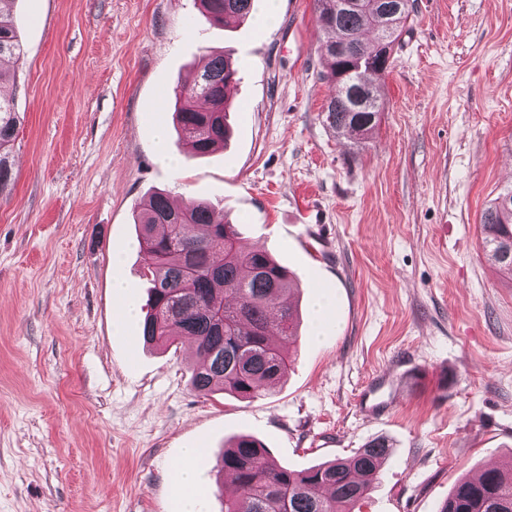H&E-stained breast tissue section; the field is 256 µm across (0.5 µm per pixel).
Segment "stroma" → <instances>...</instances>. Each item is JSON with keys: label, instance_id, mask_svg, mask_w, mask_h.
I'll list each match as a JSON object with an SVG mask.
<instances>
[{"label": "stroma", "instance_id": "1", "mask_svg": "<svg viewBox=\"0 0 512 512\" xmlns=\"http://www.w3.org/2000/svg\"><path fill=\"white\" fill-rule=\"evenodd\" d=\"M412 6L357 146L325 119L314 0L227 28L195 0H9L24 56L5 86L20 125L0 192V512H175L195 444L191 492L220 512L217 463L242 434L295 469L388 440L361 512H439L460 478L512 463V274L480 228L512 186V0ZM220 52L240 72L231 134L189 157L174 89ZM159 125L179 168L157 158ZM159 190L210 203L299 282L293 363L256 398L193 391L192 342L154 348L116 318L114 277L147 299L134 216ZM382 375L397 391L372 418L359 398Z\"/></svg>", "mask_w": 512, "mask_h": 512}]
</instances>
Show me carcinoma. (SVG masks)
Masks as SVG:
<instances>
[{
  "mask_svg": "<svg viewBox=\"0 0 512 512\" xmlns=\"http://www.w3.org/2000/svg\"><path fill=\"white\" fill-rule=\"evenodd\" d=\"M258 0H199L200 14L211 25L227 26L248 18ZM318 21L330 34L326 49L346 42L345 59L326 54L325 78L336 81L344 65L351 87L372 93L371 109L357 112L350 96L336 94L326 121L340 135L367 139L385 111L367 74L385 75L379 48L365 38L389 29L390 42L402 35L412 4L403 0L391 20L378 11L342 10L340 0H316ZM23 59L21 41L10 21L0 20V84L15 74ZM231 58L211 56L193 80L176 89L174 120L194 156L224 144L228 103L225 87L237 80ZM18 112L0 96V190L12 179L9 147ZM140 243L148 259L150 283L142 327L147 344L167 346L177 339L194 343L199 365L191 377L197 392L220 390L240 399L256 397L282 379L297 338V312L287 300L288 271L265 248L241 243L235 225L216 218L203 202L177 206L156 192L144 200L137 219ZM482 248L492 261L512 272V186L504 189L482 216ZM390 456L383 438L368 441L350 459L335 458L304 469L274 461L250 435L224 447L220 470L231 474L224 487V512H356L380 473V459ZM440 512H512V466L493 467L482 476L460 479Z\"/></svg>",
  "mask_w": 512,
  "mask_h": 512,
  "instance_id": "cac0c4a2",
  "label": "carcinoma"
}]
</instances>
